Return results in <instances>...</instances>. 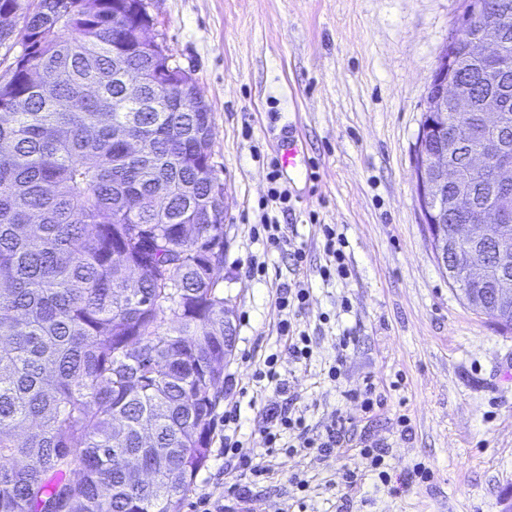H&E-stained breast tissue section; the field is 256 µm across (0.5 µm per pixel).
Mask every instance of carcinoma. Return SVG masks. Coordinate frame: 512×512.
<instances>
[{"label":"carcinoma","instance_id":"1","mask_svg":"<svg viewBox=\"0 0 512 512\" xmlns=\"http://www.w3.org/2000/svg\"><path fill=\"white\" fill-rule=\"evenodd\" d=\"M496 2L507 82L462 63L477 96L509 101L511 138L512 0ZM2 14L22 25L0 44L24 50L0 81V512H181L224 382L209 112L140 40L143 0H0ZM448 126L477 146L468 119Z\"/></svg>","mask_w":512,"mask_h":512}]
</instances>
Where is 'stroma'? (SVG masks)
I'll return each mask as SVG.
<instances>
[{
	"instance_id": "1",
	"label": "stroma",
	"mask_w": 512,
	"mask_h": 512,
	"mask_svg": "<svg viewBox=\"0 0 512 512\" xmlns=\"http://www.w3.org/2000/svg\"><path fill=\"white\" fill-rule=\"evenodd\" d=\"M174 65L189 72L213 120L215 173L224 184V265L219 287L235 311L236 345L224 366L220 408L238 405L245 447L268 478H240L225 460L216 424L194 495L234 483L266 512H336L345 489L343 459L301 451L268 457L260 426L272 388L252 379L269 354L290 392L319 427L342 412L353 434L388 450L393 480L416 464L432 481L392 493L366 475L346 512H506L512 506V332L474 311L451 287L432 251L418 195L415 143L427 88L464 0H147ZM296 125L310 158L309 180L288 181L292 210L265 199L276 145ZM287 224L307 259L255 235L263 216ZM347 239L350 274L323 281L318 227ZM266 273L249 276V262ZM310 289L298 330L312 339L308 362L289 357L277 335L278 288ZM351 343L342 374L330 379L340 336ZM387 388L385 408L369 415L348 391L366 380ZM400 390H390L392 381ZM410 420L401 431L398 415ZM308 482L297 490L295 479Z\"/></svg>"
}]
</instances>
